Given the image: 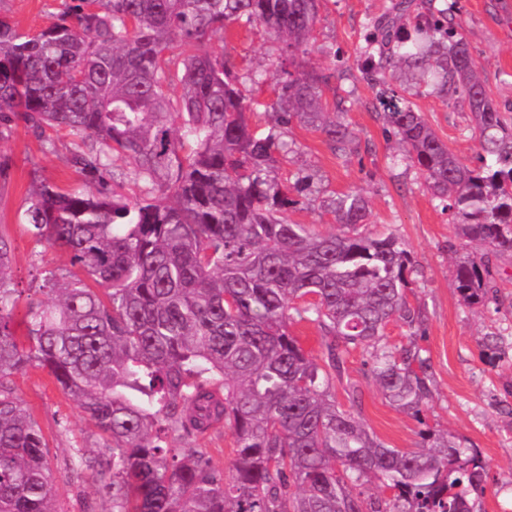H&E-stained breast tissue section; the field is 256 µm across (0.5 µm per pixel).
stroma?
I'll list each match as a JSON object with an SVG mask.
<instances>
[{"label":"stroma","instance_id":"obj_1","mask_svg":"<svg viewBox=\"0 0 512 512\" xmlns=\"http://www.w3.org/2000/svg\"><path fill=\"white\" fill-rule=\"evenodd\" d=\"M386 0H323L314 37L309 43L310 64L330 74L326 99L346 98L343 116L352 138L350 154L340 157L324 134L292 124L285 131L294 150L278 161L275 173L283 180L312 178L313 206L290 212L291 220L327 233L335 228L326 203L336 195L362 192L369 200L370 228L394 230L407 244L416 270L410 277V302L420 307L424 326L418 344L432 366V397L424 422L395 409L378 391L368 356L353 351L346 374L361 394L359 416L377 438L393 448L411 449L420 443L422 429L447 432L468 448L477 449L487 465V490L479 500L481 512H512V258H491L496 300L482 306L463 303L454 285L458 260L471 251L456 236L447 212L427 192L415 171L394 165L395 139L375 110V92L360 77H334L340 67L354 68L367 21L382 14ZM62 0H0V15L21 30L47 26L60 11ZM453 26L467 40L477 72L501 111L512 112V0H457ZM210 44L229 55L241 70L261 69L259 83L248 84L258 103L253 127L268 132L274 124L271 106L276 86V53L260 25L233 23L216 33ZM412 101L437 135L466 164H474L477 138L470 112L461 98L445 99L419 85ZM54 149L47 152L24 125L0 138V157L12 167L0 179V234L12 245L11 278L19 288L34 289L37 268L70 270L69 254L33 240L20 217L32 189L47 182L62 189L82 186L83 175L73 166V139L54 133ZM9 381L39 423L57 479V512H112V500L92 481L66 482L65 464L71 449L103 450L98 430L77 404L56 385L47 369L32 365L10 375ZM172 446L193 448L213 466L229 467L234 458L230 433L216 428L207 434L172 439Z\"/></svg>","mask_w":512,"mask_h":512}]
</instances>
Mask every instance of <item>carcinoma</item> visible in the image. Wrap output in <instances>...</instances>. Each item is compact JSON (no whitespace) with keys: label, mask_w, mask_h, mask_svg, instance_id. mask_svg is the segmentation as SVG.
<instances>
[{"label":"carcinoma","mask_w":512,"mask_h":512,"mask_svg":"<svg viewBox=\"0 0 512 512\" xmlns=\"http://www.w3.org/2000/svg\"><path fill=\"white\" fill-rule=\"evenodd\" d=\"M320 2L69 0L33 33L0 16V138L21 122L49 151L46 131L69 130L88 183L45 182L30 195L26 232L67 249L84 276L39 270L46 299L30 301L19 324L11 243L0 235V512H55L46 439L4 382L31 364L48 369L110 449L72 448L68 469L76 480L92 471L112 512H476L487 477L476 450L431 430L416 449L391 448L336 401L335 381L360 348L381 395L421 418L432 372L416 342L424 315L408 298L411 251L396 233L367 228L359 191L328 203L334 232L289 219L292 192L309 179L272 176L291 145L251 125L255 102L242 86L257 74L208 44L229 23L264 26L278 43V127H314L345 156L352 136L327 108L328 77L304 60ZM451 11L389 0L366 24L357 70L392 129L395 160L424 177L474 244L454 279L476 306L491 290L489 256H512V117L446 27ZM392 68L430 74L438 94L467 102L476 165L388 83ZM300 322L321 329V359L291 334ZM391 322L408 328L407 344L387 341ZM219 424L235 444L225 471L167 442ZM372 479L390 496L366 495Z\"/></svg>","instance_id":"cac0c4a2"}]
</instances>
